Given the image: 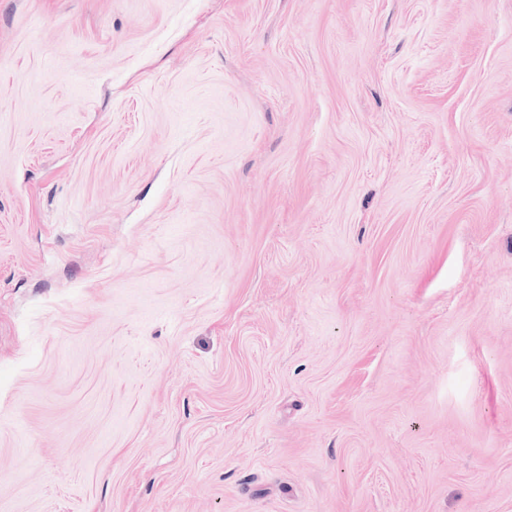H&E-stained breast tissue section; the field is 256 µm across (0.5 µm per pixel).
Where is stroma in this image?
Masks as SVG:
<instances>
[{"mask_svg": "<svg viewBox=\"0 0 512 512\" xmlns=\"http://www.w3.org/2000/svg\"><path fill=\"white\" fill-rule=\"evenodd\" d=\"M0 512H512V0H0Z\"/></svg>", "mask_w": 512, "mask_h": 512, "instance_id": "obj_1", "label": "stroma"}]
</instances>
